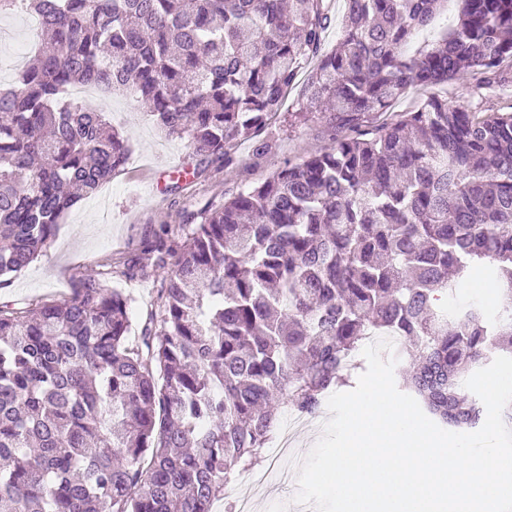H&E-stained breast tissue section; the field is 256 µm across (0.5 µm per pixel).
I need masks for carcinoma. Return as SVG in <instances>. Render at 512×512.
<instances>
[{
    "label": "carcinoma",
    "instance_id": "carcinoma-1",
    "mask_svg": "<svg viewBox=\"0 0 512 512\" xmlns=\"http://www.w3.org/2000/svg\"><path fill=\"white\" fill-rule=\"evenodd\" d=\"M24 2L51 50L0 88V288L127 163L128 138L74 87L133 88L161 135L222 162L315 58L300 111L327 114L330 144L159 225L150 263L121 271L167 273L136 344L106 273L0 310V512H211L262 461L281 409L319 411L372 333L415 350L400 374L434 418L479 423L464 378L512 354V111L432 96L366 118L418 86L471 79L481 98L507 83L512 0H460L410 59L446 0H344L326 54L330 0ZM478 276L498 311H450ZM460 8L458 0H451L449 5L436 17L432 26L419 33L408 49V55H413L421 49H428L456 21Z\"/></svg>",
    "mask_w": 512,
    "mask_h": 512
}]
</instances>
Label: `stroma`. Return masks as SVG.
<instances>
[{"instance_id":"1","label":"stroma","mask_w":512,"mask_h":512,"mask_svg":"<svg viewBox=\"0 0 512 512\" xmlns=\"http://www.w3.org/2000/svg\"><path fill=\"white\" fill-rule=\"evenodd\" d=\"M38 20L29 11L0 15V84H12L39 46ZM303 87L290 90L281 112L250 138L233 142L228 161L199 164L187 138H162L151 117L123 95H95L85 106L104 113L107 121L129 137L125 168L95 195L80 201L59 224L40 255L0 288V308L21 311L72 296L90 275L111 271L110 287L131 299L129 316L141 326L157 308L164 273L146 281L121 277L124 263L146 259V244L162 224L177 225L183 211H194L264 181L287 161L307 157L329 143L323 114L299 109ZM436 95L450 103H470L474 84L457 81L411 89L395 106L406 112ZM198 176H190V169Z\"/></svg>"}]
</instances>
